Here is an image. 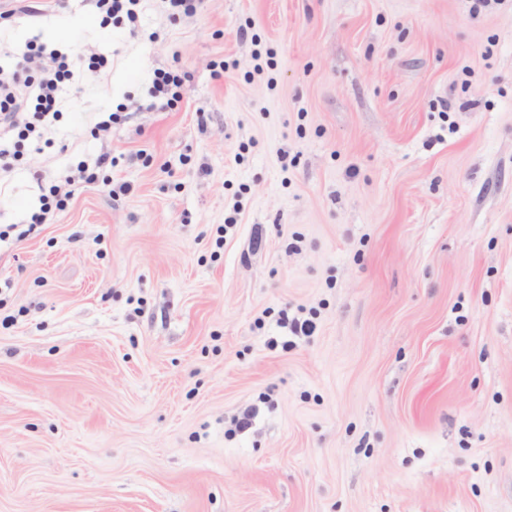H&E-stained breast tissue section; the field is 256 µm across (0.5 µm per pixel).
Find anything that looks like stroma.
Returning <instances> with one entry per match:
<instances>
[{"label": "stroma", "instance_id": "stroma-1", "mask_svg": "<svg viewBox=\"0 0 512 512\" xmlns=\"http://www.w3.org/2000/svg\"><path fill=\"white\" fill-rule=\"evenodd\" d=\"M19 5L0 512H512V0ZM137 0H95L96 7L104 14L103 19H118L125 13L128 19H134L135 13L129 6H135ZM23 57L27 64H35L38 73L22 79L19 69L0 66V127L20 129L19 138L36 132V137L41 138V130L59 116V92L62 84L73 76L71 67L76 63L56 49L48 50L45 45L34 43L28 45ZM29 100L34 102L33 110L28 108Z\"/></svg>", "mask_w": 512, "mask_h": 512}]
</instances>
